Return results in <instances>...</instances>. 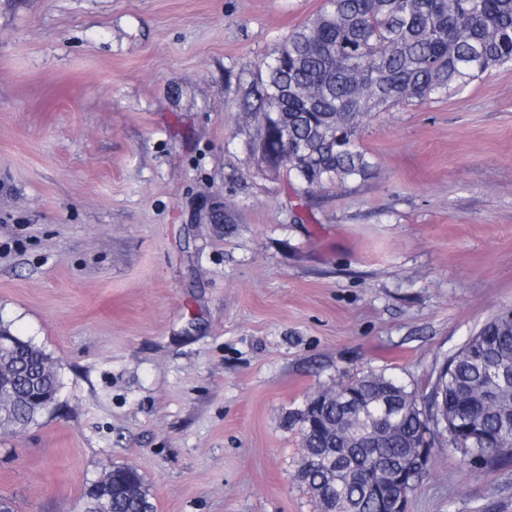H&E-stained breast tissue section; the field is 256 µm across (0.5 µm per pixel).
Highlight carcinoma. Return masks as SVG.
Listing matches in <instances>:
<instances>
[{
	"label": "carcinoma",
	"mask_w": 512,
	"mask_h": 512,
	"mask_svg": "<svg viewBox=\"0 0 512 512\" xmlns=\"http://www.w3.org/2000/svg\"><path fill=\"white\" fill-rule=\"evenodd\" d=\"M512 67V0H324L320 10L259 64L240 110L275 112L279 139L307 151L300 165L276 162L263 137H248L250 159L274 177L286 171L306 185L366 178L373 164L357 146L363 123L400 103L460 91L493 68ZM484 345L449 358L433 392L448 393L459 414L448 448L494 468L489 446L512 448V320L496 316ZM51 357L30 340L0 351V431H17L43 414L59 390ZM356 410L346 407V394ZM316 425L300 431L296 478L322 512H391L399 495L388 479L412 452L427 399L376 372H362L307 397ZM390 403V432L370 433L364 412ZM117 492L92 512H145L150 488L139 472L110 467Z\"/></svg>",
	"instance_id": "1"
}]
</instances>
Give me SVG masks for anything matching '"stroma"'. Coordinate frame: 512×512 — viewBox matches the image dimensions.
<instances>
[{
  "label": "stroma",
  "mask_w": 512,
  "mask_h": 512,
  "mask_svg": "<svg viewBox=\"0 0 512 512\" xmlns=\"http://www.w3.org/2000/svg\"><path fill=\"white\" fill-rule=\"evenodd\" d=\"M322 3L0 0V321L61 382L0 435L15 512H83L120 464L156 512H316L307 396L429 395L512 308V68L372 116L368 179L249 161L240 85ZM408 512H512V464L435 446Z\"/></svg>",
  "instance_id": "35a3bbf8"
}]
</instances>
